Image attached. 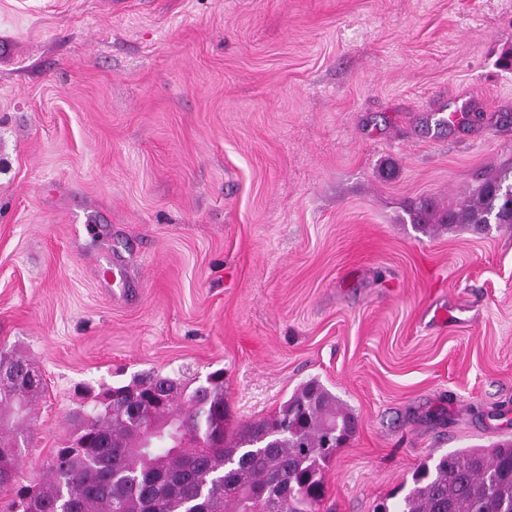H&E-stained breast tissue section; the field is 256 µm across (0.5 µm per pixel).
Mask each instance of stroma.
I'll list each match as a JSON object with an SVG mask.
<instances>
[{
  "instance_id": "1",
  "label": "stroma",
  "mask_w": 512,
  "mask_h": 512,
  "mask_svg": "<svg viewBox=\"0 0 512 512\" xmlns=\"http://www.w3.org/2000/svg\"><path fill=\"white\" fill-rule=\"evenodd\" d=\"M507 53L512 0H0V352L44 383L23 476L75 387L146 371L223 370L232 430L319 380L358 420L319 512L512 438V224L409 219L512 168Z\"/></svg>"
}]
</instances>
